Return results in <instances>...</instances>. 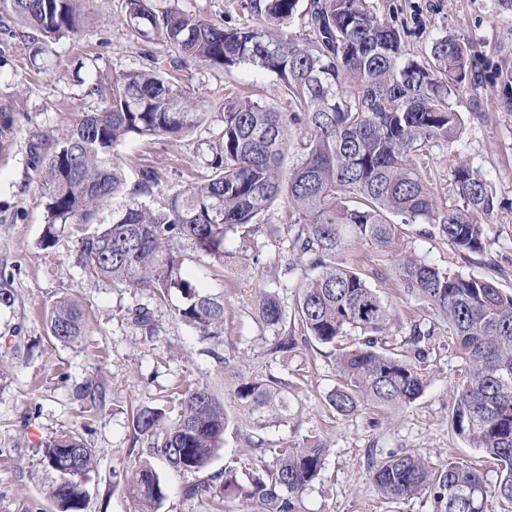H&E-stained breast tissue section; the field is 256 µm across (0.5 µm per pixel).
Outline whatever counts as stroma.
I'll return each instance as SVG.
<instances>
[{"label": "stroma", "mask_w": 512, "mask_h": 512, "mask_svg": "<svg viewBox=\"0 0 512 512\" xmlns=\"http://www.w3.org/2000/svg\"><path fill=\"white\" fill-rule=\"evenodd\" d=\"M371 2L379 16L403 27L413 56L428 55L432 40L443 35L472 44L478 79L452 99L463 134L455 151L433 148V187L438 196H446L454 167L465 163L486 174L496 192L495 210L485 219L490 231L482 263L462 259L437 236L419 235L415 224L404 226L400 244L440 267L489 276L512 291V111L502 106L504 98L512 97V13L503 11L498 0ZM152 5L160 13L175 8L220 24L255 21L249 0H152ZM82 11L78 33L53 41L51 52L36 58L20 36L22 25L9 0H0V108L15 116L12 145L0 155V289L14 295L12 306L0 307V512H58L51 496L54 477L40 460L45 442L71 432L98 451L84 512H135L123 491L126 469L137 453L130 428L133 407H161L175 418L174 389L182 383L207 385L224 398L228 366H265L288 382V417L262 432L265 445L294 448L319 441L329 450L320 478L300 498V512H433L423 496H381L369 463L391 451L419 454L436 469L451 462L476 468L491 492L487 512H500L492 495L498 466L451 427L464 363L453 336L443 329L428 340L431 369L422 396L384 412L363 409L342 416L328 406L326 396L338 383L329 347L308 342L283 354L266 353L265 331L251 315V300L258 289L274 286L285 304L293 302L297 277L285 272L294 260L286 199L277 200L262 217L258 234L245 239L228 234L224 271L209 282L224 294V334L214 339H200L175 319L169 304L157 306L153 332L136 327L128 312L150 302L149 292L87 277L75 263L82 235L78 226H59L56 246H39L44 199L31 155L35 135L54 142L83 114L102 108L114 78L165 66L173 56L167 43L137 41L121 20L122 0H84ZM182 85L200 100L206 120L178 138L120 146L125 189L101 208L102 223H110L113 210L132 201L142 166L160 175L150 197L154 203L195 181L223 128L226 98L245 91L278 111L289 109L274 77L248 65L227 73L194 64ZM346 259L365 267L371 285L390 304L394 319L383 339L388 346H400L409 336L410 316L425 312L426 304L397 288L388 254L360 246ZM275 266L284 275L274 283L268 273ZM63 298L78 301L90 318L89 331L75 344L49 338V312ZM97 380L106 389L103 402L77 401V388ZM154 466L167 494L159 512H212L201 502L183 499L186 475L159 460Z\"/></svg>", "instance_id": "1"}]
</instances>
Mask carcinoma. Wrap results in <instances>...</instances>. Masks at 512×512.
<instances>
[{"mask_svg":"<svg viewBox=\"0 0 512 512\" xmlns=\"http://www.w3.org/2000/svg\"><path fill=\"white\" fill-rule=\"evenodd\" d=\"M82 0H10L19 21L52 39L76 33ZM250 0L258 24L231 27L177 11L159 13L150 0H123L125 24L144 42L171 44L178 56L170 69L124 73L98 112L84 115L46 159H37L45 204L38 245L57 243L58 224L86 227L76 262L89 275L128 289H149L159 300L180 294L174 315L201 339L224 334V294L186 279L189 262L202 253L223 266L228 233L244 237L272 203L286 196L295 233L292 253L310 273L296 285L292 313L279 293L261 289L252 315L272 331L267 351L296 346L288 324L302 337L337 348L339 383L328 396L341 415L360 408L384 411L413 404L429 378L428 351L435 323L410 320L401 350L379 345L392 318L390 305L362 269L341 255L358 245L394 253L393 277L403 292L431 309L448 325L465 362L452 415L453 430L500 466L496 497L512 512V292L491 278L442 269L411 252L398 253L400 229L428 224L457 254L487 251L482 218L492 214L491 181L466 164L454 168L448 194L432 187L426 161L435 146L452 148L461 139L462 119L450 100L477 78L471 46L456 36L435 38L429 58L410 56L399 30L373 10L370 0ZM302 17L308 36L286 31ZM230 72L251 65L276 78L290 112H277L249 97L224 102L223 129L209 145L202 179L169 195L159 206L132 202L97 222V212L124 186L116 150L124 142L179 137L203 119L200 104L187 96L180 72L189 63ZM12 113L0 109V153L9 148ZM304 136L292 144L291 130ZM296 161L283 181L285 156ZM157 172L139 170L136 191L152 194ZM189 244L193 253L184 251ZM132 322L154 329L147 305L129 310ZM88 321L76 303L61 300L49 316L51 336L72 343L85 335ZM357 332L362 341L343 346ZM234 412L204 385L178 393V418L162 423L161 409L142 406L132 416L139 444L138 465L124 492L137 512H158L165 488L151 460L160 458L195 480L182 488L185 499L215 506L226 497L249 501L250 512H298L304 490L324 468L328 449L302 448L259 440L242 454L256 467L246 474L207 469L223 448L227 430L257 434L288 414V383L270 370L237 373L229 389ZM96 451L76 435H61L42 449L43 469L56 475L51 494L59 512H83L86 482ZM379 492L392 500L425 496L435 512H485L483 477L450 462L432 469L419 455L391 453L370 464Z\"/></svg>","mask_w":512,"mask_h":512,"instance_id":"1","label":"carcinoma"}]
</instances>
